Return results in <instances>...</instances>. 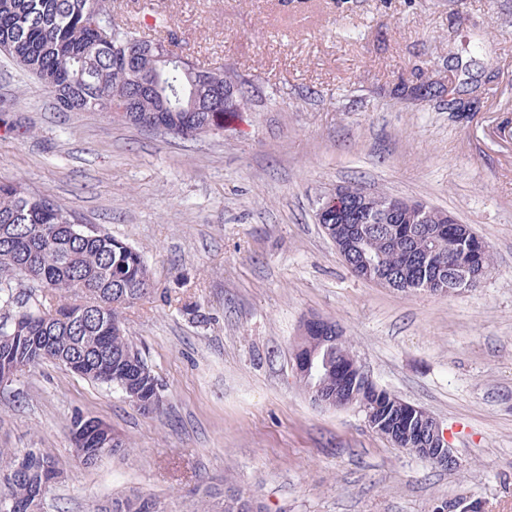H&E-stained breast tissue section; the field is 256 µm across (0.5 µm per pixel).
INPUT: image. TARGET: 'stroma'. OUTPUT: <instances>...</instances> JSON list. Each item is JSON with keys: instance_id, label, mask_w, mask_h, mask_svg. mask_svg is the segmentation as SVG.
<instances>
[{"instance_id": "stroma-1", "label": "stroma", "mask_w": 512, "mask_h": 512, "mask_svg": "<svg viewBox=\"0 0 512 512\" xmlns=\"http://www.w3.org/2000/svg\"><path fill=\"white\" fill-rule=\"evenodd\" d=\"M182 55L251 84L223 131L180 138L60 112L0 55V181L53 196L138 249L154 290L125 325L164 389L144 414L55 362L0 389V448L61 476L41 512H97L135 491L188 512L227 479L265 512H512V0H148ZM447 102L402 99L422 84ZM341 185L421 200L491 247L447 297L354 277L316 219ZM336 321L363 371L426 409L465 471L393 447L358 408L299 384L304 319ZM124 451L84 465L71 426ZM72 438L83 460L92 450L114 447L111 450L117 452L121 449L115 448L120 440L112 433V429L103 421L92 417L82 418L73 425Z\"/></svg>"}]
</instances>
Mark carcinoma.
<instances>
[{"label": "carcinoma", "instance_id": "cac0c4a2", "mask_svg": "<svg viewBox=\"0 0 512 512\" xmlns=\"http://www.w3.org/2000/svg\"><path fill=\"white\" fill-rule=\"evenodd\" d=\"M164 44L135 22L112 20V0H0V53L39 80L54 95L60 112H101L114 122L146 128L153 124L187 128L195 135L224 129L219 89L249 93L245 80L232 82L220 66L206 70L209 82L157 58L141 44ZM73 215L53 197L30 191L21 181L0 182V270L12 268L30 281L51 287L54 307L67 320L50 317L45 302L0 283V309L9 323L0 325V370L34 367L52 355L60 364L76 357L84 377L99 381L112 374V386L138 410L153 396L152 370L128 336L123 301L133 303L154 290L150 269L136 248L99 227L84 236L70 233ZM433 224H372L368 235L350 246L346 260L358 264L372 258L393 276L396 289L414 275L427 273V292L448 296L449 267L461 256L459 241L432 236ZM478 272L494 263L488 243L469 250ZM125 295V300L118 299ZM316 352L324 364L321 390L342 397L359 367L349 342L331 343L317 333H301L295 360ZM377 434L398 448H430L426 430L406 438L409 430L400 398L388 393L377 401ZM17 453L0 448V500L24 505L42 491L45 466L55 459L31 449L27 471L15 475ZM99 512H162L158 503L129 492L114 496ZM193 512H264L256 498L224 481L206 487Z\"/></svg>", "mask_w": 512, "mask_h": 512}]
</instances>
